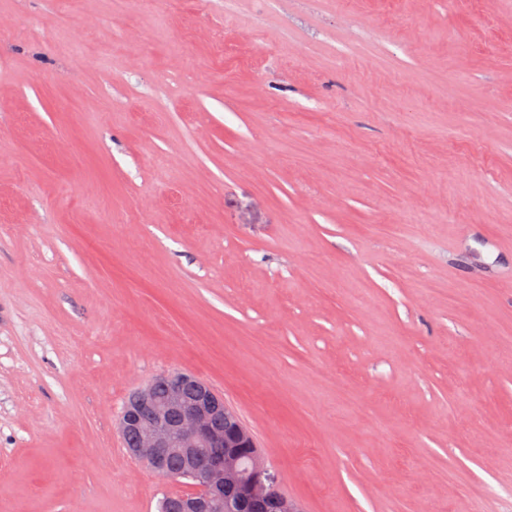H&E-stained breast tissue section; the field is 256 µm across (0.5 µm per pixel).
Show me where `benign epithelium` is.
<instances>
[{"mask_svg":"<svg viewBox=\"0 0 512 512\" xmlns=\"http://www.w3.org/2000/svg\"><path fill=\"white\" fill-rule=\"evenodd\" d=\"M172 383L164 400H155L152 386L136 391L120 420L121 432L136 431L137 443L128 452L144 460L159 477L171 478L169 457L186 458L185 475L200 481L204 494L183 505V512H243V504L267 496L274 490L276 478L271 473L265 453L257 448L251 433L238 425L227 430L213 427L220 404L208 386L190 401L183 384L187 377L168 375ZM203 448H222L224 456L202 468L197 464ZM236 484L237 496L224 498V483Z\"/></svg>","mask_w":512,"mask_h":512,"instance_id":"benign-epithelium-1","label":"benign epithelium"}]
</instances>
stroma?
Segmentation results:
<instances>
[{
    "instance_id": "1",
    "label": "stroma",
    "mask_w": 512,
    "mask_h": 512,
    "mask_svg": "<svg viewBox=\"0 0 512 512\" xmlns=\"http://www.w3.org/2000/svg\"><path fill=\"white\" fill-rule=\"evenodd\" d=\"M175 371L302 512H512V0H0V512H156Z\"/></svg>"
}]
</instances>
